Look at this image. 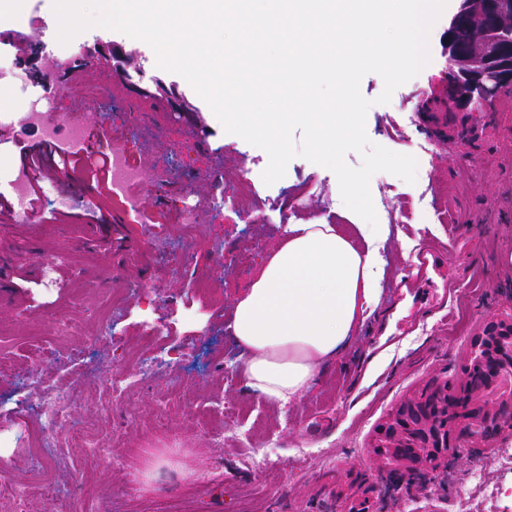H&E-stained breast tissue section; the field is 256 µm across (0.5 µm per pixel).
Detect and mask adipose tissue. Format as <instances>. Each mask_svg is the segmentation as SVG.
Here are the masks:
<instances>
[{
    "label": "adipose tissue",
    "instance_id": "obj_1",
    "mask_svg": "<svg viewBox=\"0 0 512 512\" xmlns=\"http://www.w3.org/2000/svg\"><path fill=\"white\" fill-rule=\"evenodd\" d=\"M385 225L352 229L311 217L287 225L233 302L250 394L284 405L314 387L376 310Z\"/></svg>",
    "mask_w": 512,
    "mask_h": 512
}]
</instances>
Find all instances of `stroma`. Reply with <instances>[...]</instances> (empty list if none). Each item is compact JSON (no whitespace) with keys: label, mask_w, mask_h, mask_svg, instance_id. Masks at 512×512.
Returning a JSON list of instances; mask_svg holds the SVG:
<instances>
[{"label":"stroma","mask_w":512,"mask_h":512,"mask_svg":"<svg viewBox=\"0 0 512 512\" xmlns=\"http://www.w3.org/2000/svg\"><path fill=\"white\" fill-rule=\"evenodd\" d=\"M19 17L26 20L24 34L39 45L55 15L48 0H0V34ZM447 26V17H440L430 35V63L398 87L389 103L377 101L384 87L379 75L367 74L360 82L361 94L372 102L366 117L371 142L400 154L427 155L429 166L418 170L412 184L386 172L371 178L377 219L388 227L380 243L385 275L379 306L342 355L323 368L319 383L282 407L251 395L240 369L241 349L226 315L251 277L237 266L257 267L284 234V210L340 223L346 207L336 175L297 157L282 179L265 184L267 153L226 133L209 105L175 73L164 76L193 105L188 120L150 111L134 123L121 102L60 101L61 110L85 130L81 140L60 137L62 151L104 150L116 137L130 135L142 177L127 192L139 199V210L127 211L124 199L107 190L96 202L103 214H123L133 239L145 240L158 227L172 258L155 259L146 276L139 262L114 261L109 231L84 215L85 196L52 174L41 178V201L26 219L0 214V254L9 258L10 280L8 295L0 298V424L23 417L36 399L23 371L45 382L86 370L100 380L113 373L135 375L133 355L147 322L167 330L170 352L159 361L160 375L185 377L190 400L165 403L145 382L133 389L124 409L106 411L98 393L87 392L73 416L102 430L109 457L60 459L42 476L52 493L32 506L14 503L11 512H85L81 496L64 505L55 496L75 486L90 489L110 512H139L145 504L151 512H349L363 498L373 512H512V470L498 461L499 448L512 443L511 437L467 449L448 468L421 480L405 477L395 487L383 480L371 448L379 426L407 396L458 381L473 336L494 314L512 310V88L482 109L458 110L448 98L451 70L442 49ZM80 41L123 46L135 52L147 74L160 73L144 41L101 27L81 33ZM20 91L35 100L42 87L16 56H8L0 61V92L13 97ZM25 113L17 106L12 125L0 127V183L41 136ZM429 125L445 130V137L428 136ZM185 145L199 171L187 194L181 182L156 175L159 166H179ZM243 177L252 180L256 198L245 220L223 202L228 187ZM61 194L72 200L62 213L55 206ZM194 203L203 214V231L184 254L180 213ZM222 246L230 257L218 265L213 254ZM429 247L444 270L466 268L470 277L464 284L451 281L440 306L420 311L411 326L397 329L408 314L400 300L405 277ZM51 258L55 285L47 288L40 270ZM199 276L217 285L198 297ZM140 283L148 293L129 296L122 317L102 335L95 306L107 305L113 289ZM28 313L37 316V324L25 321ZM66 321L77 333L62 335ZM462 321L467 329L460 334L456 326ZM33 333L46 342L36 363L29 357ZM202 410L223 414V438L196 425L192 414ZM252 425L270 443L264 473L240 439ZM475 468L491 496L471 491ZM189 481L200 487L193 499L179 491Z\"/></svg>","instance_id":"35a3bbf8"}]
</instances>
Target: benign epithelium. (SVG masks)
Returning <instances> with one entry per match:
<instances>
[{
	"label": "benign epithelium",
	"instance_id": "benign-epithelium-1",
	"mask_svg": "<svg viewBox=\"0 0 512 512\" xmlns=\"http://www.w3.org/2000/svg\"><path fill=\"white\" fill-rule=\"evenodd\" d=\"M456 12L448 21L443 35V49L453 73L452 98L462 108L477 110L512 86V39L498 38L504 31L512 33V13L501 8L502 0H457ZM477 25L480 33L463 40L461 32ZM13 46L24 47L18 63L34 68L38 57L26 47L29 37L21 33L0 36ZM95 68L111 72L121 79L136 96L164 100L171 105L176 119L193 112L177 86L160 77L145 76L140 69H130L125 60L130 53L122 48L101 42L83 50ZM492 336L512 337V313H504L486 322L473 338L468 359L478 355ZM482 380L473 381L466 371L454 391L466 395L469 408L462 416H451L445 427V442L435 445L431 435L438 425V416L427 406L425 399L415 394L406 399L390 418L380 426L373 441L374 448H396V466L390 469L387 460L375 458L379 468L390 472L398 481L407 475L422 478L448 464V451L456 447L458 435H464L473 448H480L490 439L512 433V392L503 388L506 377H512V345L496 357L487 358L481 368Z\"/></svg>",
	"mask_w": 512,
	"mask_h": 512
}]
</instances>
